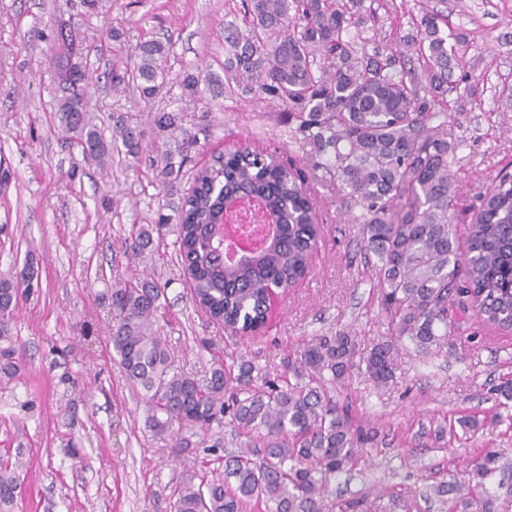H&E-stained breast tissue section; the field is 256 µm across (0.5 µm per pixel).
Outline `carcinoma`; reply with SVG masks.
Segmentation results:
<instances>
[{
  "mask_svg": "<svg viewBox=\"0 0 512 512\" xmlns=\"http://www.w3.org/2000/svg\"><path fill=\"white\" fill-rule=\"evenodd\" d=\"M241 25L224 31V76L199 67L169 79L171 40L143 39L127 52L123 30L102 37L113 43L104 78L119 92L138 96L117 118L110 135L86 112L94 83L81 96L59 100L63 132L83 161L102 170L119 159L148 162L163 193L146 224H132L126 252L143 263L155 242L175 235L182 277L193 302L230 333H262L274 297L303 277L319 247L317 206L303 168L284 162L277 150L242 143L224 159L196 170L181 184L197 146L184 109L150 110L171 83L181 97L224 111V95L269 100L289 127V138L309 147L314 167L337 181L362 209L361 234L374 265L378 306L386 335L360 341L342 330L315 336L284 358L272 375L240 355L220 358L203 376L177 365L155 328L163 290L151 278L115 280L103 299L112 304L108 341L127 380L143 391L146 427L172 441L180 459L191 448H224V428L238 448L188 471L172 491L173 512H377L363 496L338 503L329 481L355 466L370 440L349 405L336 400V383L364 368L375 386L387 388L409 349L428 355L460 332L461 320L512 330V172L460 204L444 123H435L465 71L469 39L454 44L441 30L439 13L422 16L419 35L398 48L369 47L361 27L375 18L364 0H241ZM83 40L58 20L53 28L56 72L71 66ZM460 71V80L454 72ZM243 193L261 205L269 242L235 257L219 235L220 223L240 214L224 198ZM471 217L463 251L453 222ZM38 281V259L28 252L22 267L0 271V381L21 370L22 353L12 326L16 310ZM191 431L185 437L182 430ZM501 452L488 448L465 476L433 486L448 512H494L487 482L509 473ZM21 484L17 468L0 462V512H14Z\"/></svg>",
  "mask_w": 512,
  "mask_h": 512,
  "instance_id": "carcinoma-1",
  "label": "carcinoma"
}]
</instances>
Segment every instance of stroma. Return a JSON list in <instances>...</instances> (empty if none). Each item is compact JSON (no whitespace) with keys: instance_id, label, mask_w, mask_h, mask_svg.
I'll return each instance as SVG.
<instances>
[{"instance_id":"stroma-1","label":"stroma","mask_w":512,"mask_h":512,"mask_svg":"<svg viewBox=\"0 0 512 512\" xmlns=\"http://www.w3.org/2000/svg\"><path fill=\"white\" fill-rule=\"evenodd\" d=\"M367 35L385 45L413 38L424 13L439 11L448 34L467 32L468 63L484 87L479 99L448 97V139L457 149L451 171L463 203H470L503 167L512 166V107L503 100L512 84V0H381ZM64 19L86 38L87 62L97 90L86 110L101 129L126 111L129 98L101 79L112 53L96 40L120 22L126 47L150 36L171 38V73L196 64L222 73L224 27L232 20L224 0H97L95 10L80 0L58 7L56 0H0V157L17 180L0 192V270L22 263L27 251L39 257V286L23 304L14 334L24 368L0 383V454L21 460L22 493L15 512H171V490L182 467L171 444L145 428V404L112 360L106 335L86 343L83 321L103 314L97 298L131 264L124 238L157 206V189L144 173L113 164L102 172L81 161L66 139L57 110L55 70L49 37ZM165 103L187 107L189 128L198 140L192 155L203 166L214 153L247 139L267 148L283 147L284 159L305 150L289 140V129L273 105L228 98L220 112L183 105L179 88ZM322 217V239L305 277L274 303L263 335L230 336L197 310L179 280L173 237L160 243L156 273L166 281V307L157 326L186 370L210 367L202 340L219 337L224 352L244 353L269 372L282 368L288 351L314 336L346 330L373 340L386 332L361 248L358 207L330 178L314 186ZM116 199L102 208L103 197ZM512 374V331L480 328L475 339L452 337L439 353L410 355L396 382L379 388L353 370L337 389L352 403L364 429L376 438L352 471L332 480L337 500L364 493L400 495L391 512H444L430 496L449 473L464 474L483 449H501L512 459V431L505 426L459 433L451 445L430 431L449 415H512L493 388Z\"/></svg>"}]
</instances>
